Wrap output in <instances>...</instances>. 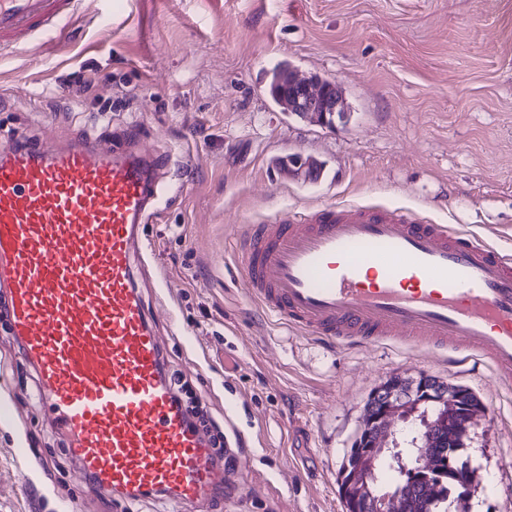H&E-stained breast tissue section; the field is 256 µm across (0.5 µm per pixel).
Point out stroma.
<instances>
[{
	"mask_svg": "<svg viewBox=\"0 0 512 512\" xmlns=\"http://www.w3.org/2000/svg\"><path fill=\"white\" fill-rule=\"evenodd\" d=\"M285 63L337 82L347 123L281 112L267 89ZM134 126L172 162L139 290L166 369L248 470L246 500L230 470L211 512H346L337 476L371 393L421 374L488 413L459 456L480 491L451 512H512V386L433 349L322 345L254 304L236 263L248 225L329 206L459 224L512 256V0H82L0 54V144L107 148ZM293 154L321 163L317 180L280 173ZM1 404L0 512H182L87 490L0 321Z\"/></svg>",
	"mask_w": 512,
	"mask_h": 512,
	"instance_id": "1",
	"label": "stroma"
}]
</instances>
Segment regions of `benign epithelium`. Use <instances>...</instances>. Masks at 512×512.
Listing matches in <instances>:
<instances>
[{
    "label": "benign epithelium",
    "instance_id": "7a95c632",
    "mask_svg": "<svg viewBox=\"0 0 512 512\" xmlns=\"http://www.w3.org/2000/svg\"><path fill=\"white\" fill-rule=\"evenodd\" d=\"M280 99L292 115L306 118L322 126L333 128L336 120L346 118L344 100L340 86L328 79L293 77L281 89ZM283 169L290 175L301 171L308 177H316V166L300 155H290L283 162ZM434 414L416 417L422 402L414 409L398 402L382 406L379 412L369 417V426L358 430L357 446L363 448L362 456L354 461L353 467H345L343 474L349 475L342 494L350 504L367 494L375 498L376 512H404V492L407 478L417 476L428 479L435 475L440 464L438 457L429 451L433 436L448 437V441H465L475 425L485 418L486 410L477 398L466 388L455 386L441 399ZM415 427L412 433L406 460L396 468L395 459L386 454L390 447L398 445V437L408 427ZM448 465V479L465 500L476 491L472 472L459 470ZM396 471L392 481L382 480L386 471Z\"/></svg>",
    "mask_w": 512,
    "mask_h": 512
}]
</instances>
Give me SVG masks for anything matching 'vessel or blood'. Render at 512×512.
Returning a JSON list of instances; mask_svg holds the SVG:
<instances>
[{
    "label": "vessel or blood",
    "mask_w": 512,
    "mask_h": 512,
    "mask_svg": "<svg viewBox=\"0 0 512 512\" xmlns=\"http://www.w3.org/2000/svg\"><path fill=\"white\" fill-rule=\"evenodd\" d=\"M81 0H0V46L55 29ZM90 138L0 148L5 310L55 428L92 487L165 494L203 512L224 458L191 428L162 371V342L135 271L169 158ZM249 297L319 342L400 339L489 362L512 384V257L452 224L325 208L306 223L251 225L238 256Z\"/></svg>",
    "instance_id": "1"
}]
</instances>
